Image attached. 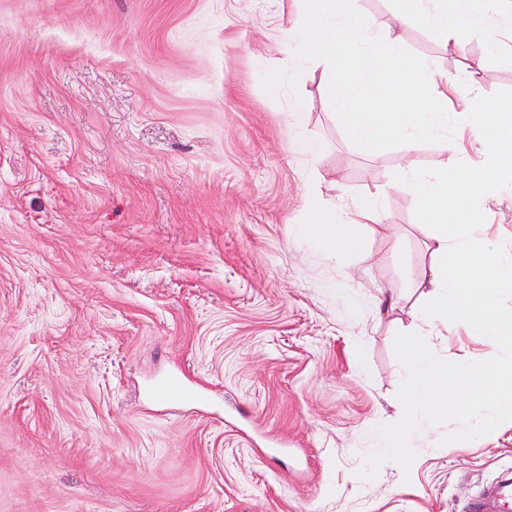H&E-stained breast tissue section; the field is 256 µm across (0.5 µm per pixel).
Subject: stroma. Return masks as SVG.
Masks as SVG:
<instances>
[{
	"mask_svg": "<svg viewBox=\"0 0 512 512\" xmlns=\"http://www.w3.org/2000/svg\"><path fill=\"white\" fill-rule=\"evenodd\" d=\"M287 31L299 0H0V512H463L512 469V428L460 448L445 420L356 482L431 261L396 176L450 158L355 145ZM401 42L460 90L512 88L481 39ZM271 69L296 86L268 93ZM312 195L381 197L390 230L332 256L297 230ZM480 207L512 237V188ZM425 345L492 356L452 328Z\"/></svg>",
	"mask_w": 512,
	"mask_h": 512,
	"instance_id": "stroma-1",
	"label": "stroma"
}]
</instances>
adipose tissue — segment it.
I'll list each match as a JSON object with an SVG mask.
<instances>
[{
  "instance_id": "ef3b65f1",
  "label": "adipose tissue",
  "mask_w": 512,
  "mask_h": 512,
  "mask_svg": "<svg viewBox=\"0 0 512 512\" xmlns=\"http://www.w3.org/2000/svg\"><path fill=\"white\" fill-rule=\"evenodd\" d=\"M368 226L372 232H386L387 226L381 218L378 198H371L349 212L327 213L317 205L309 207V221L301 225L302 234L309 236L316 245L330 254H341L354 248L355 243L348 235L351 225Z\"/></svg>"
}]
</instances>
